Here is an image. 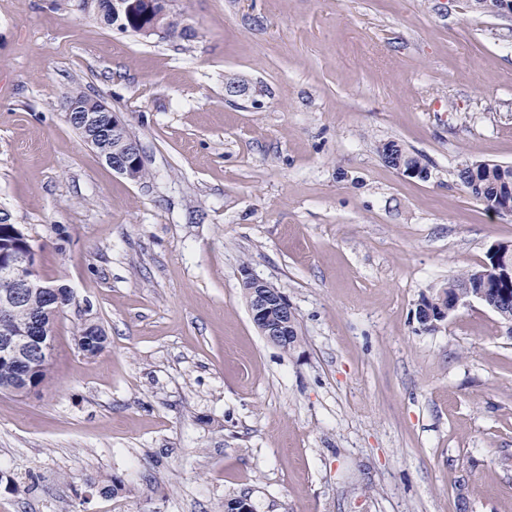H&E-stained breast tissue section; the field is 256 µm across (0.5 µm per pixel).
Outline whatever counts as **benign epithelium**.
<instances>
[{
	"instance_id": "benign-epithelium-1",
	"label": "benign epithelium",
	"mask_w": 512,
	"mask_h": 512,
	"mask_svg": "<svg viewBox=\"0 0 512 512\" xmlns=\"http://www.w3.org/2000/svg\"><path fill=\"white\" fill-rule=\"evenodd\" d=\"M103 6L112 11V17L125 20H136L139 31L146 35L163 34L161 25H184L181 18L165 10L159 9L155 0H106ZM69 112H111V108L102 100L94 97L85 99L82 103L67 108ZM127 126L112 112V129H103L101 133H112L117 139L112 154V170L129 178L132 170L142 163L140 145L135 140H124ZM3 272L17 281V288L7 291L0 296V314L8 313L13 304L25 300L30 295H39L43 300L42 308L32 319L30 328L21 336H5L0 338V357L11 360L18 365L33 360L48 368L51 358V346L54 338L53 317L56 310L51 308L55 301L56 288L44 280L37 269L33 248L16 260L3 264ZM242 286L246 288L248 309L252 322L259 332L270 343H275L287 335L288 316L294 314V309L288 303L283 293L268 282L243 273ZM467 303V296H459L451 309L439 308L433 310L423 307V313L418 316L420 325H428L434 320H447L461 305Z\"/></svg>"
}]
</instances>
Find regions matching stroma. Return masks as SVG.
Returning a JSON list of instances; mask_svg holds the SVG:
<instances>
[{
    "label": "stroma",
    "mask_w": 512,
    "mask_h": 512,
    "mask_svg": "<svg viewBox=\"0 0 512 512\" xmlns=\"http://www.w3.org/2000/svg\"><path fill=\"white\" fill-rule=\"evenodd\" d=\"M191 40L81 0H0V212L29 231L55 320L49 379L0 392V512H512V331L423 296L512 215L458 178L512 164V19L466 0H172ZM254 98L230 97L229 79ZM102 99L149 176L67 119ZM393 140L428 180L380 157ZM301 343L254 326L243 272ZM108 341L84 356L77 326Z\"/></svg>",
    "instance_id": "35a3bbf8"
}]
</instances>
